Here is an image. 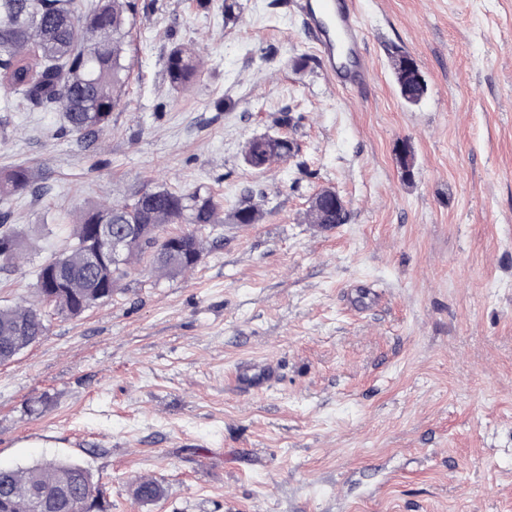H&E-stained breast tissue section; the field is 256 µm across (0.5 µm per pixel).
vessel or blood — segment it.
Listing matches in <instances>:
<instances>
[{"mask_svg": "<svg viewBox=\"0 0 512 512\" xmlns=\"http://www.w3.org/2000/svg\"><path fill=\"white\" fill-rule=\"evenodd\" d=\"M298 8L318 58L337 86L364 88L369 70L355 0H299ZM273 375L271 363H250L240 367L237 381L242 390H257Z\"/></svg>", "mask_w": 512, "mask_h": 512, "instance_id": "1", "label": "vessel or blood"}]
</instances>
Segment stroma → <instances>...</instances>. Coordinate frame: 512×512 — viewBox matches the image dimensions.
<instances>
[{
    "label": "stroma",
    "instance_id": "obj_1",
    "mask_svg": "<svg viewBox=\"0 0 512 512\" xmlns=\"http://www.w3.org/2000/svg\"><path fill=\"white\" fill-rule=\"evenodd\" d=\"M239 2L228 22L224 0H136L131 80L91 146L0 90V170L38 189L0 198L31 237L0 306L38 304L79 209L206 186L226 213L194 270L129 276L0 365V466L75 461L110 512H512V0H356L359 94L296 0ZM177 44L200 62L186 91L164 71ZM264 135L295 152L256 170ZM324 190L348 223H307ZM247 196L262 218L234 223ZM262 359L276 379L241 391ZM144 477L160 498H134Z\"/></svg>",
    "mask_w": 512,
    "mask_h": 512
}]
</instances>
